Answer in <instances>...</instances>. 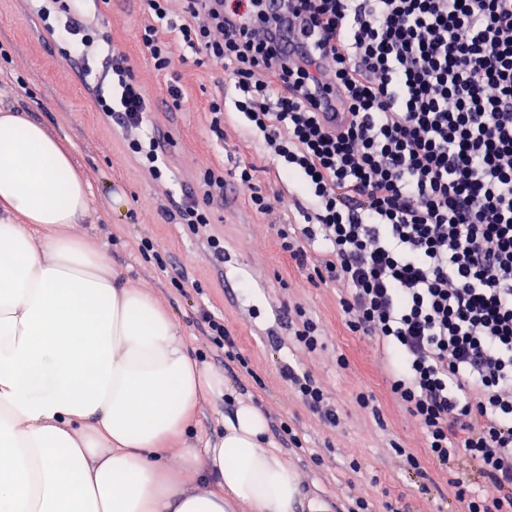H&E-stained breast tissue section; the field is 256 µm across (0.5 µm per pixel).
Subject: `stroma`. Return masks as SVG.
Listing matches in <instances>:
<instances>
[{"label":"stroma","mask_w":512,"mask_h":512,"mask_svg":"<svg viewBox=\"0 0 512 512\" xmlns=\"http://www.w3.org/2000/svg\"><path fill=\"white\" fill-rule=\"evenodd\" d=\"M35 0H0V105L43 123L73 151L74 162L92 186L90 213L67 232L104 248L126 285L148 289L173 315L193 353L226 386L202 399L191 422L189 443L218 440L224 418L238 401L260 407L275 448L298 471L304 491L320 498L326 512H347L363 500L365 512H448L449 472L425 450L416 419L397 402L379 367L372 340L352 333L340 306L341 293L297 268L280 247L282 225L300 223L286 203L288 184L262 142L250 136L234 108L236 93L223 66L186 60L174 46L167 70H156L140 42L148 19L145 0H108L96 26L114 49L127 56L151 102L142 127L121 129L95 108V76L103 71L97 46L64 54L48 36ZM182 90L172 99L169 85ZM224 107L220 133L210 129V105ZM169 137L166 179H153L128 148L151 131ZM255 168L254 183L268 205L255 210L248 191L237 188L240 160ZM223 174V201L208 205L200 230L183 223L174 207L182 193L198 190L207 172ZM224 243L216 261L203 241ZM152 248L142 252V241ZM305 311L319 324L315 351L286 339L288 319ZM223 317L232 348H219L204 333L203 312ZM308 372L336 409L328 424L302 402L283 374L285 367ZM373 399L362 407L360 395ZM384 419L376 421L372 411ZM291 434H284L283 426ZM299 445H292L290 435ZM414 454L420 471L398 448Z\"/></svg>","instance_id":"35a3bbf8"}]
</instances>
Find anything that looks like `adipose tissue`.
<instances>
[{"mask_svg": "<svg viewBox=\"0 0 512 512\" xmlns=\"http://www.w3.org/2000/svg\"><path fill=\"white\" fill-rule=\"evenodd\" d=\"M89 209L67 146L0 108V512H319L247 401L168 464L217 378L152 293L59 233Z\"/></svg>", "mask_w": 512, "mask_h": 512, "instance_id": "adipose-tissue-1", "label": "adipose tissue"}]
</instances>
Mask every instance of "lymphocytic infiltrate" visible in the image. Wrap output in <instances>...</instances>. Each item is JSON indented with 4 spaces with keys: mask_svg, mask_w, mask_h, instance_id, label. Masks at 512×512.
Returning a JSON list of instances; mask_svg holds the SVG:
<instances>
[{
    "mask_svg": "<svg viewBox=\"0 0 512 512\" xmlns=\"http://www.w3.org/2000/svg\"><path fill=\"white\" fill-rule=\"evenodd\" d=\"M162 31L222 64L234 105L300 185L283 252L341 290L349 328L376 340L395 399L465 512H512V0H147ZM309 32L313 52L288 41ZM100 112L141 125L149 101L109 58Z\"/></svg>",
    "mask_w": 512,
    "mask_h": 512,
    "instance_id": "obj_1",
    "label": "lymphocytic infiltrate"
}]
</instances>
